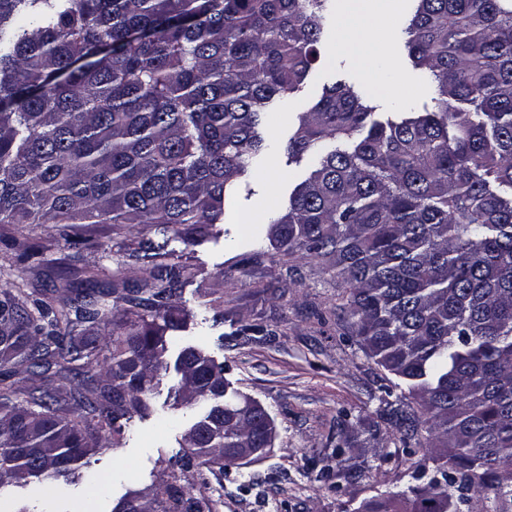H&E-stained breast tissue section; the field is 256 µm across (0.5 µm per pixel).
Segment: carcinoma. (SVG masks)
I'll use <instances>...</instances> for the list:
<instances>
[{"label": "carcinoma", "instance_id": "cac0c4a2", "mask_svg": "<svg viewBox=\"0 0 512 512\" xmlns=\"http://www.w3.org/2000/svg\"><path fill=\"white\" fill-rule=\"evenodd\" d=\"M328 2L0 0V224H61L73 247L94 246L80 224H142L128 251L149 273L118 314L105 287L31 307L0 292V374L57 368L78 381L22 402L0 392V493L91 479V456L151 412L192 277L170 243L224 223L271 149L266 109L321 59ZM414 2L406 48L436 83V110L384 124L350 86L323 87L284 146L316 164L269 236L336 271L359 346L420 406L399 399L388 414L448 456L443 482L413 491L406 512H459L472 489L512 493V0ZM96 327L112 346L103 377L68 367ZM175 366L177 402L206 405L183 435L189 452L152 503L128 492L111 512H216L185 473L222 471L236 448L258 456L275 434L258 401L227 397L203 349L182 348Z\"/></svg>", "mask_w": 512, "mask_h": 512}]
</instances>
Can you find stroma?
Instances as JSON below:
<instances>
[{"label": "stroma", "instance_id": "1", "mask_svg": "<svg viewBox=\"0 0 512 512\" xmlns=\"http://www.w3.org/2000/svg\"><path fill=\"white\" fill-rule=\"evenodd\" d=\"M413 9V0H402L389 18L387 77L337 49L336 23L328 21L317 70L302 92L289 97L287 109L270 106L269 135L286 142L296 113L307 111L323 86L337 81L371 99L380 119L394 116L398 103L421 111L435 85L411 66L402 45ZM310 167L307 156L294 163L283 154L271 157L242 180L215 235L176 243L193 267L178 301L187 327L167 335L166 366L151 414L133 415L122 445L92 458L94 483L63 489L34 483L12 490V499L29 504L56 497L62 512H88L87 502L95 500L108 512L123 494L165 483L168 463L186 451L182 428L163 418L175 412L180 376L174 365L187 345L204 348L223 364L230 389L263 404L276 427L272 448L251 464L204 467L190 477L187 490L212 494L216 512H369L370 503L424 487L442 468L441 451L404 442L386 419V404L401 391L394 376L360 349L350 317L340 310L344 288L323 264L283 255L268 238L271 213L285 208ZM84 233L97 245L78 252L57 225L0 224V288H22L33 300L46 289L62 301L87 289L81 268H100L112 304L121 306L125 289L148 276L121 250L135 239L137 226L90 224ZM356 464L365 467L362 478L347 481L345 472Z\"/></svg>", "mask_w": 512, "mask_h": 512}]
</instances>
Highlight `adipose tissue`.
<instances>
[{
	"label": "adipose tissue",
	"instance_id": "1",
	"mask_svg": "<svg viewBox=\"0 0 512 512\" xmlns=\"http://www.w3.org/2000/svg\"><path fill=\"white\" fill-rule=\"evenodd\" d=\"M396 6V0H378L377 4L368 6L364 11H357L341 22V45L352 52L360 63H371L375 58L388 55L386 39L371 38L374 30L387 28V18Z\"/></svg>",
	"mask_w": 512,
	"mask_h": 512
}]
</instances>
